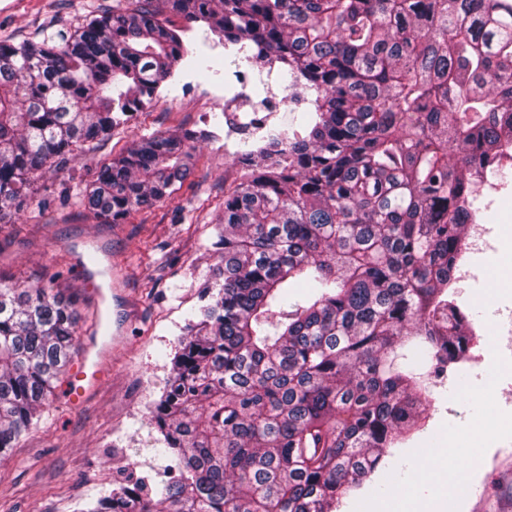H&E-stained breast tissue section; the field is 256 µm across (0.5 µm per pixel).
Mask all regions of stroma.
<instances>
[{"label": "stroma", "mask_w": 512, "mask_h": 512, "mask_svg": "<svg viewBox=\"0 0 512 512\" xmlns=\"http://www.w3.org/2000/svg\"><path fill=\"white\" fill-rule=\"evenodd\" d=\"M126 5V0H23L14 13H0V42L37 40ZM211 76L205 67L194 75L180 70L132 120L81 154L73 169L44 173L41 190L27 198L15 223H0L1 274L22 288L45 285L59 292L78 312L83 336L97 322L91 295L70 257L85 252L108 269L117 288L104 306L103 332L123 327L129 336L111 353L107 371L80 406L68 404L71 371H61L54 401L37 428L0 456V512H75L130 474L129 457L136 448L148 465L160 469L169 463L143 445L149 409L170 371L166 354L220 262L210 243L224 195L246 174L225 146L223 128L214 125L206 92ZM197 128L214 129L215 136L199 143L190 185L121 224L95 217L80 203L77 187L132 140ZM496 260L493 253L474 257L476 277L461 284L456 295L472 314L470 360L434 388L423 429L392 448L381 467L330 512H379L395 498L408 504L432 500L439 512H512V429L499 421L501 413H512V372L502 375L494 400L483 393L498 361L512 359V335L498 337L492 348L483 335L488 315L512 314V288L491 289L484 277ZM476 427L483 428V436L456 453L454 442ZM440 454L463 490L444 484L428 467Z\"/></svg>", "instance_id": "obj_1"}]
</instances>
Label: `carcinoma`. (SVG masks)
<instances>
[{"mask_svg":"<svg viewBox=\"0 0 512 512\" xmlns=\"http://www.w3.org/2000/svg\"><path fill=\"white\" fill-rule=\"evenodd\" d=\"M202 22L314 111L239 155L221 264L167 354L147 446L176 458L84 512H326L420 428L467 358L451 288L473 181L512 143V0H129L39 42L0 43V223L45 169L151 103ZM205 130L153 134L81 193L126 220L183 186ZM78 344L46 286L0 276V453L36 425Z\"/></svg>","mask_w":512,"mask_h":512,"instance_id":"obj_1","label":"carcinoma"}]
</instances>
